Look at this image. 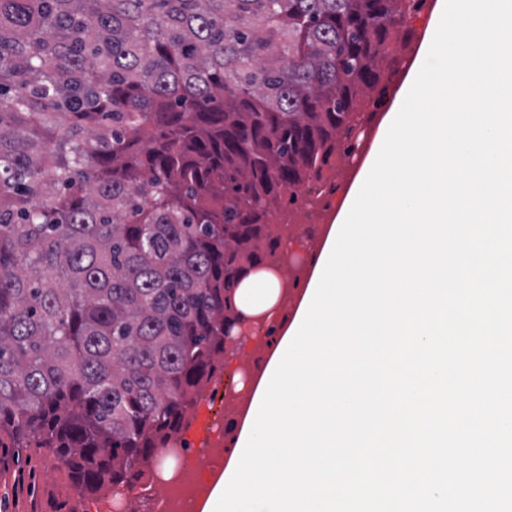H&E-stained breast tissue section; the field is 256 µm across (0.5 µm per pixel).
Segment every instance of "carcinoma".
Segmentation results:
<instances>
[{
    "label": "carcinoma",
    "mask_w": 512,
    "mask_h": 512,
    "mask_svg": "<svg viewBox=\"0 0 512 512\" xmlns=\"http://www.w3.org/2000/svg\"><path fill=\"white\" fill-rule=\"evenodd\" d=\"M422 4L0 0V437L82 495L146 475Z\"/></svg>",
    "instance_id": "carcinoma-1"
}]
</instances>
